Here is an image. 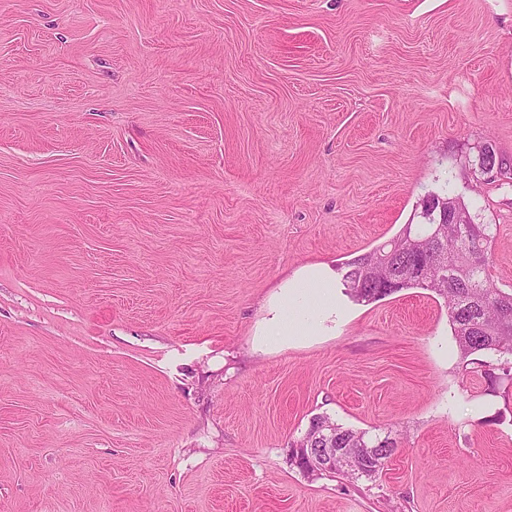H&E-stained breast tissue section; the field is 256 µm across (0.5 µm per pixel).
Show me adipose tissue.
I'll use <instances>...</instances> for the list:
<instances>
[{
  "instance_id": "ef3b65f1",
  "label": "adipose tissue",
  "mask_w": 512,
  "mask_h": 512,
  "mask_svg": "<svg viewBox=\"0 0 512 512\" xmlns=\"http://www.w3.org/2000/svg\"><path fill=\"white\" fill-rule=\"evenodd\" d=\"M300 301L316 305L320 319H335L336 284L334 274L328 266L323 264L303 266L292 278L281 285L274 301V313L265 329L266 335L281 338L302 336L314 331L313 323L288 314L289 307Z\"/></svg>"
}]
</instances>
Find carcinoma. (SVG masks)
Masks as SVG:
<instances>
[{
    "mask_svg": "<svg viewBox=\"0 0 512 512\" xmlns=\"http://www.w3.org/2000/svg\"><path fill=\"white\" fill-rule=\"evenodd\" d=\"M438 215L415 226L406 224L399 235L344 263L343 283L358 301L386 297L378 285L388 276L399 280V289L422 288L445 299L448 322L463 362L482 367L488 386L496 384L485 367L512 364V291L495 287L487 275L494 232L490 224H445L436 230ZM386 255L388 264L375 265L376 255ZM427 264L430 279L421 280L413 268ZM336 431V447L346 448L354 460L337 464L336 472L373 478L397 441L390 436H370L346 428L325 416H317L297 444L299 448H324L321 428Z\"/></svg>",
    "mask_w": 512,
    "mask_h": 512,
    "instance_id": "carcinoma-1",
    "label": "carcinoma"
}]
</instances>
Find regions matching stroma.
Listing matches in <instances>:
<instances>
[{"label":"stroma","mask_w":512,"mask_h":512,"mask_svg":"<svg viewBox=\"0 0 512 512\" xmlns=\"http://www.w3.org/2000/svg\"><path fill=\"white\" fill-rule=\"evenodd\" d=\"M447 190L512 289V0H0V512H512L441 296L258 338ZM320 415L398 446L305 473ZM279 288V294L274 301L273 316L260 336H275L279 340L284 336L315 333L314 324L303 317L288 318V307L299 301L316 305L321 321L336 320V284L334 273L328 266H303Z\"/></svg>","instance_id":"1"}]
</instances>
